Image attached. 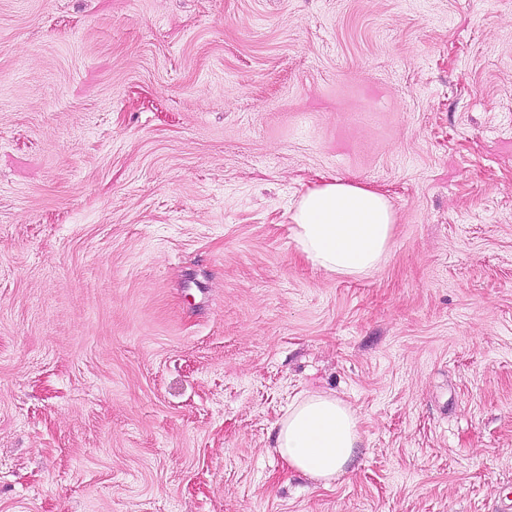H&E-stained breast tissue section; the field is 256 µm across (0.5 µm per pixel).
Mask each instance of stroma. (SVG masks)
Segmentation results:
<instances>
[{
	"label": "stroma",
	"mask_w": 512,
	"mask_h": 512,
	"mask_svg": "<svg viewBox=\"0 0 512 512\" xmlns=\"http://www.w3.org/2000/svg\"><path fill=\"white\" fill-rule=\"evenodd\" d=\"M384 194L360 278L301 194ZM360 418L330 485L276 423ZM512 0H0V512H497ZM322 180L306 189L290 216L297 248L312 266L339 276L375 270L392 237L389 201L367 187ZM359 423L344 401L299 393L276 424L275 448L288 467L329 485L345 471L357 448Z\"/></svg>",
	"instance_id": "obj_1"
}]
</instances>
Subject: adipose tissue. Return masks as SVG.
<instances>
[{
  "instance_id": "obj_1",
  "label": "adipose tissue",
  "mask_w": 512,
  "mask_h": 512,
  "mask_svg": "<svg viewBox=\"0 0 512 512\" xmlns=\"http://www.w3.org/2000/svg\"><path fill=\"white\" fill-rule=\"evenodd\" d=\"M290 219L297 247L312 266L357 277L383 260L394 213L382 193L332 178L307 188ZM359 423L344 401L303 392L277 422L275 446L288 467L327 485L345 471L360 438Z\"/></svg>"
}]
</instances>
